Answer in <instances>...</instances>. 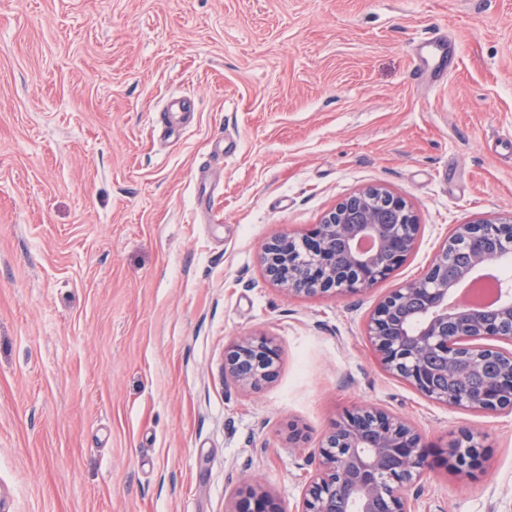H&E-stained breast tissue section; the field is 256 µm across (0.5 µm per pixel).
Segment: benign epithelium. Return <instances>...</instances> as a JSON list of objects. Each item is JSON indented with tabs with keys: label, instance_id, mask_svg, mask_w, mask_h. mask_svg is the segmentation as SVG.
<instances>
[{
	"label": "benign epithelium",
	"instance_id": "benign-epithelium-1",
	"mask_svg": "<svg viewBox=\"0 0 512 512\" xmlns=\"http://www.w3.org/2000/svg\"><path fill=\"white\" fill-rule=\"evenodd\" d=\"M419 224L412 207L384 186L362 188L327 212L309 234L273 237L262 263L290 296L344 297L394 273L412 254ZM512 255V218L479 216L454 225L423 274L374 307L367 341L383 368L431 402L497 413L512 409V285L495 309L449 303L455 286ZM278 349L265 334L224 350V379L259 391L274 381ZM480 431L462 429L438 450L405 418L358 404L345 410L311 450L300 512H411L410 492L438 466L485 471ZM230 512H285L257 483L240 487Z\"/></svg>",
	"mask_w": 512,
	"mask_h": 512
}]
</instances>
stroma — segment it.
I'll return each instance as SVG.
<instances>
[{
    "label": "stroma",
    "instance_id": "1",
    "mask_svg": "<svg viewBox=\"0 0 512 512\" xmlns=\"http://www.w3.org/2000/svg\"><path fill=\"white\" fill-rule=\"evenodd\" d=\"M436 35L453 63L416 80ZM172 96L197 109L164 139ZM374 184L420 224L398 270L337 299L266 280L267 241ZM477 216L512 217V0H0V512H227L251 478L299 512L361 402L487 435L486 473L437 468L413 512H512V411L427 401L363 331ZM256 332L254 392L224 349ZM278 357L277 346L270 336H243L224 350V378L259 391L276 378Z\"/></svg>",
    "mask_w": 512,
    "mask_h": 512
}]
</instances>
